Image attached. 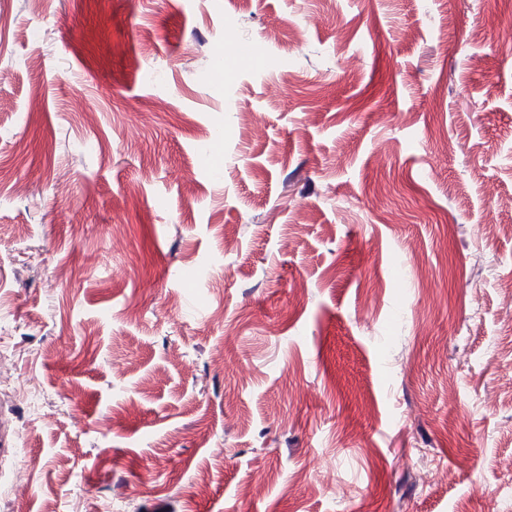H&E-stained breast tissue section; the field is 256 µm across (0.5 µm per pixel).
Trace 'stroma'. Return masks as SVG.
I'll return each instance as SVG.
<instances>
[{
    "mask_svg": "<svg viewBox=\"0 0 512 512\" xmlns=\"http://www.w3.org/2000/svg\"><path fill=\"white\" fill-rule=\"evenodd\" d=\"M510 198L512 0H0V512H512ZM266 56V50L260 42L250 41L224 56L225 69L233 70L242 63L254 66L262 65Z\"/></svg>",
    "mask_w": 512,
    "mask_h": 512,
    "instance_id": "35a3bbf8",
    "label": "stroma"
}]
</instances>
